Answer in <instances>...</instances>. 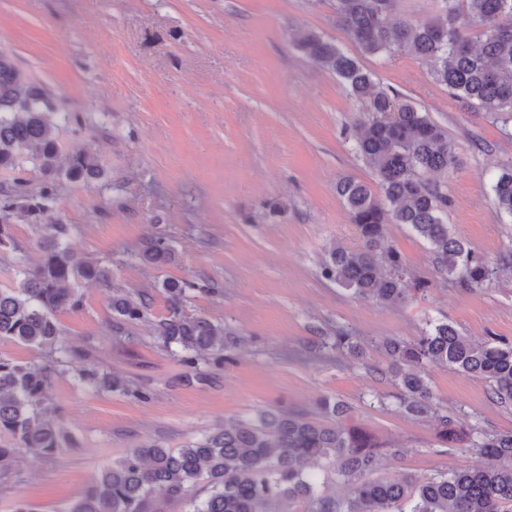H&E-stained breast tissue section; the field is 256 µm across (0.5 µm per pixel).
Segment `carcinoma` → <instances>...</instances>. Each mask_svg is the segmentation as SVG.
<instances>
[{
	"mask_svg": "<svg viewBox=\"0 0 512 512\" xmlns=\"http://www.w3.org/2000/svg\"><path fill=\"white\" fill-rule=\"evenodd\" d=\"M336 22L365 55L412 51L430 63L433 79L451 95L478 112L503 122L512 120V0H439L436 13L413 24L395 14V0H334ZM294 47L305 57L335 73L359 104L353 150L379 181L375 194L364 182L350 178L336 183L349 221L362 245L337 246L320 265L323 277L353 294L382 305L401 303L413 284L401 255L384 246L386 226L404 224L430 247L439 271L465 288L488 286L499 267L454 235L442 215L448 195L427 179L457 166L447 131L409 102L379 88L359 61L313 30H300ZM55 102L13 60L0 50V171L12 172L0 186V251H18L13 234L16 221L39 226L58 200L61 177L85 181L99 175L95 156L72 154L61 169L57 127L48 119ZM33 162L38 181L26 176ZM497 210L512 217V167L492 185ZM69 227H46L37 242L41 260L22 266L16 288H0V340L49 350L39 365L0 358V479L10 475L25 455L50 458L69 447L70 438L48 417V388L69 357L67 372L82 384L101 391L119 390L145 399L148 390L109 374L77 365L79 353L56 347L60 329L56 314L82 307L81 284L93 282L110 292L111 327L149 320L151 297L133 299L112 282V269L100 260L78 256L66 238ZM175 259L163 237L145 243L143 264L157 270ZM168 302V314L151 322L155 338L166 351L196 371L210 355L216 367L231 361L234 337L224 324L183 313L189 289H206L193 281L164 278L155 284ZM381 347L391 361L397 399L404 410L437 421L440 437L455 448L467 434L448 415L438 412L426 380L427 368L443 365L487 381L497 401L512 403V343L472 342L451 323L429 325L413 341L387 337ZM331 348L363 357L353 336L339 335ZM325 421L277 407L256 411L230 427L173 450L146 442L103 470L63 512H166L155 500L187 502L190 512H512V432H487L472 447L484 459L477 468H459L427 478L402 474L379 475L382 461L399 449L342 420L344 403L321 402ZM315 459L332 465L341 497L314 493L308 467Z\"/></svg>",
	"mask_w": 512,
	"mask_h": 512,
	"instance_id": "cac0c4a2",
	"label": "carcinoma"
}]
</instances>
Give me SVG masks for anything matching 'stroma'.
Masks as SVG:
<instances>
[{
  "mask_svg": "<svg viewBox=\"0 0 512 512\" xmlns=\"http://www.w3.org/2000/svg\"><path fill=\"white\" fill-rule=\"evenodd\" d=\"M299 28L340 45L388 93L445 128L459 159L436 178L450 230L491 262L512 255V221L500 218L491 190L512 166V122L453 99L412 52L361 54L337 26L333 0H0V50L51 94L62 158L84 149L102 169L95 179L62 180L43 224L70 225L72 250L108 264L129 291L158 276L208 282L188 291L184 314L224 323L237 339L230 363L205 364L210 382L184 383L186 367L151 331L167 312L164 294L153 292L150 321L116 332L106 291L83 285L82 307L56 316L61 343L83 368L142 385L149 397L56 378L51 406L73 445L27 457L0 480V512L20 499L64 512L144 442L177 449L266 406L318 419L325 396L399 446L382 475L482 466L470 447L442 443L435 421L404 412L379 343L415 339L437 322L477 342L512 341V269L492 285L459 287L438 272L425 241L391 224L387 244L426 291L384 306L321 277L330 248L358 243L337 181L378 180L353 150L357 103L291 45ZM13 232L21 248L0 252V288L17 287L20 266L39 259L40 230L20 222ZM155 235L176 249L160 271L138 256ZM341 332L357 336L363 359L323 346ZM427 374L441 411L470 438L512 431V404L493 399L488 382L444 366Z\"/></svg>",
  "mask_w": 512,
  "mask_h": 512,
  "instance_id": "1",
  "label": "stroma"
}]
</instances>
